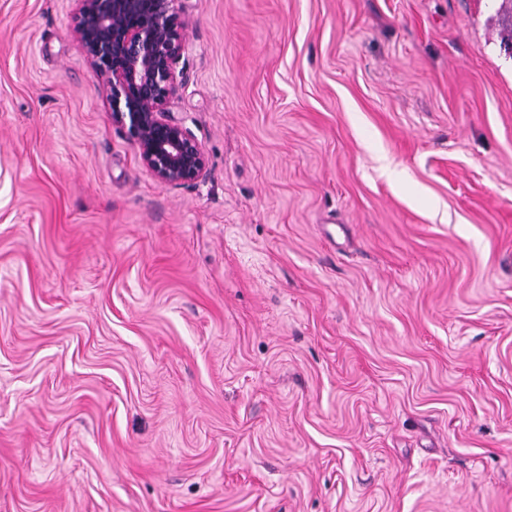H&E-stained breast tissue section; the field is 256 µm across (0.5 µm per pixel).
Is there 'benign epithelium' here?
<instances>
[{"instance_id": "benign-epithelium-1", "label": "benign epithelium", "mask_w": 512, "mask_h": 512, "mask_svg": "<svg viewBox=\"0 0 512 512\" xmlns=\"http://www.w3.org/2000/svg\"><path fill=\"white\" fill-rule=\"evenodd\" d=\"M71 32L143 166L164 185L205 176L202 145L166 107L185 83L177 65L186 22L179 0H73Z\"/></svg>"}]
</instances>
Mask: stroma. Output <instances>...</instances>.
<instances>
[{
	"mask_svg": "<svg viewBox=\"0 0 512 512\" xmlns=\"http://www.w3.org/2000/svg\"><path fill=\"white\" fill-rule=\"evenodd\" d=\"M498 6L181 0L170 187L0 0V512H512Z\"/></svg>",
	"mask_w": 512,
	"mask_h": 512,
	"instance_id": "35a3bbf8",
	"label": "stroma"
}]
</instances>
